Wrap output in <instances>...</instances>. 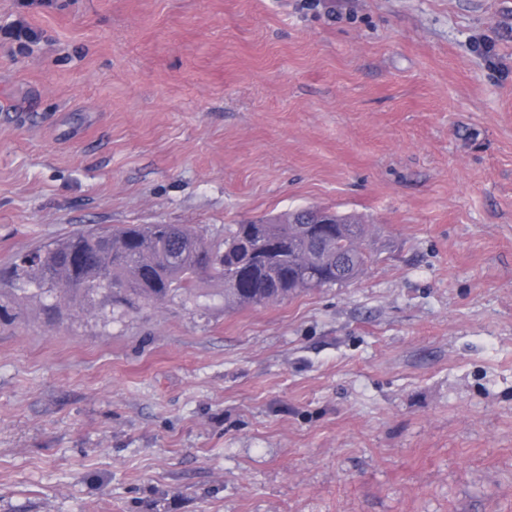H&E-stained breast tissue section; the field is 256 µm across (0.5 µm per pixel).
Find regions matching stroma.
Masks as SVG:
<instances>
[{
  "mask_svg": "<svg viewBox=\"0 0 512 512\" xmlns=\"http://www.w3.org/2000/svg\"><path fill=\"white\" fill-rule=\"evenodd\" d=\"M302 206L358 279L0 324V512H512V0H0V265Z\"/></svg>",
  "mask_w": 512,
  "mask_h": 512,
  "instance_id": "obj_1",
  "label": "stroma"
}]
</instances>
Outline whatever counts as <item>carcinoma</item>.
Instances as JSON below:
<instances>
[{"instance_id": "cac0c4a2", "label": "carcinoma", "mask_w": 512, "mask_h": 512, "mask_svg": "<svg viewBox=\"0 0 512 512\" xmlns=\"http://www.w3.org/2000/svg\"><path fill=\"white\" fill-rule=\"evenodd\" d=\"M316 240L283 214L256 224H232L210 240L188 224H125L89 228L18 256L0 269V310L35 300L49 319L65 306L106 315L112 307L163 304L200 297L203 276L221 283L224 304L270 305L303 291L357 278L369 256L366 226L341 215Z\"/></svg>"}]
</instances>
